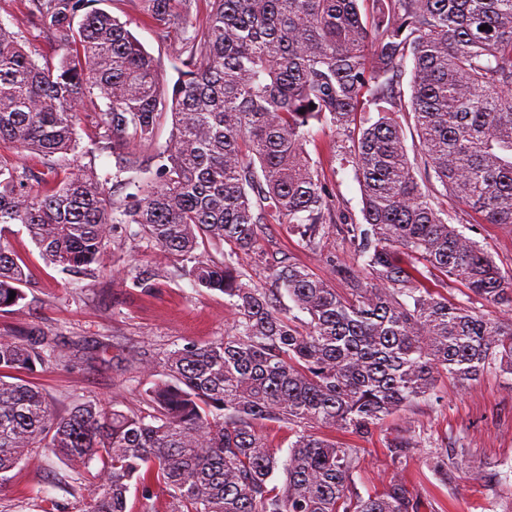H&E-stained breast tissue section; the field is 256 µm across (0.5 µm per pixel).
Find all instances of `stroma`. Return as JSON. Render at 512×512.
I'll use <instances>...</instances> for the list:
<instances>
[{
	"mask_svg": "<svg viewBox=\"0 0 512 512\" xmlns=\"http://www.w3.org/2000/svg\"><path fill=\"white\" fill-rule=\"evenodd\" d=\"M99 6L129 21L132 34L165 67L167 80L175 81L170 47L141 18L138 0H100ZM17 14L15 0H0V22L35 49L37 60L54 58L52 40ZM100 132L98 116H84L78 129L81 149L59 159V167L78 164L101 173L114 171L112 154L89 151ZM351 147L342 132L323 127L307 150L337 210L359 224L362 197L347 161ZM450 213L501 268L512 269V226L471 223L467 208L458 204ZM8 240L22 260L25 298L13 311L0 313V336L38 328L76 344L82 352L81 358L37 368L28 376L59 409L77 401L116 400L124 411L149 414L144 392L153 379L139 372L133 354L142 353L159 368L169 350L217 340L232 325L223 293L195 288L189 280L171 275L159 250L143 241L125 239L122 270L97 277L47 263L22 225H13ZM260 245L275 259L307 266L335 288L342 282L334 264L356 265L355 244L337 231L311 251L302 247L287 225L267 224ZM143 270L157 275L152 289L133 281ZM407 428L415 430L420 445L410 450L405 468L399 470L391 463L387 445ZM361 456L353 474L361 494L382 490L398 476L420 502V512H512V386L492 370L466 388L441 381L435 395L399 413L383 432L364 442ZM101 467V461L95 460L82 470L81 490L75 495L63 481L67 465L51 452L38 450L0 484V512H44L51 500L59 504L60 512H86Z\"/></svg>",
	"mask_w": 512,
	"mask_h": 512,
	"instance_id": "1",
	"label": "stroma"
}]
</instances>
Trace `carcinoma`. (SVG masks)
<instances>
[{"mask_svg":"<svg viewBox=\"0 0 512 512\" xmlns=\"http://www.w3.org/2000/svg\"><path fill=\"white\" fill-rule=\"evenodd\" d=\"M95 2L19 0L25 22L58 48L55 63L38 64L0 22V149L45 168L0 153V311L24 300L11 225L53 265L109 273L125 227L195 287L222 292L235 320L223 337L167 354L163 378L145 391L147 416L116 402L52 410L19 374L64 365L77 350L36 328L0 336V482L46 448L74 472L102 461L88 512H126L133 486L145 499L161 487L171 512H419L398 479L357 492L360 449L334 433L371 438L443 377L465 388L494 368L512 385V321L420 285L437 271L512 309V269L431 193L437 181L472 221L512 225V0H204L200 20L192 0H140L172 42L170 89L130 22ZM407 69L408 98L397 81ZM369 106L377 120L355 126ZM88 108L104 129L91 152L116 151V171L103 177L56 167L78 149ZM399 112L420 141L412 157ZM317 124L349 133L362 224L334 213L307 151ZM145 147L153 176L112 200L107 184L141 171ZM273 222L312 249L329 225H345L358 266L337 267L347 288L291 262L267 267L266 279L293 307L258 287L240 258L260 255L261 226ZM226 242L230 251L212 259L209 248ZM263 421L288 425L285 454ZM418 446L409 428L394 437L393 465Z\"/></svg>","mask_w":512,"mask_h":512,"instance_id":"carcinoma-1","label":"carcinoma"}]
</instances>
